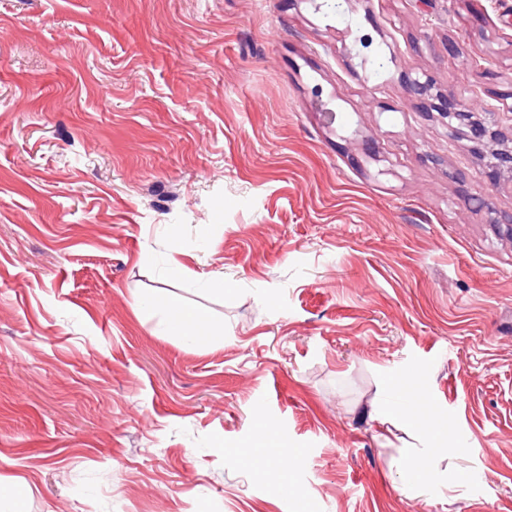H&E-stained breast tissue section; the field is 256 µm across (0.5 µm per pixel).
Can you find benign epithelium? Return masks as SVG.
<instances>
[{
  "label": "benign epithelium",
  "mask_w": 512,
  "mask_h": 512,
  "mask_svg": "<svg viewBox=\"0 0 512 512\" xmlns=\"http://www.w3.org/2000/svg\"><path fill=\"white\" fill-rule=\"evenodd\" d=\"M408 87L428 101L426 110L437 112L453 138L472 143L479 153L487 151L490 183H498L502 172L512 170V124L503 121V115H512V92L500 95L494 104L476 108L461 95L448 96L427 75L408 79Z\"/></svg>",
  "instance_id": "benign-epithelium-1"
}]
</instances>
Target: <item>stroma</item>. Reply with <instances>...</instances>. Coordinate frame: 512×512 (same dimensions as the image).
Instances as JSON below:
<instances>
[{"instance_id": "obj_1", "label": "stroma", "mask_w": 512, "mask_h": 512, "mask_svg": "<svg viewBox=\"0 0 512 512\" xmlns=\"http://www.w3.org/2000/svg\"><path fill=\"white\" fill-rule=\"evenodd\" d=\"M407 73L494 103L512 0H0L25 512H512V180L484 188ZM170 292L208 344L141 304ZM262 438L284 475L247 464ZM155 302L169 314L170 327L176 336L200 344L210 339L211 318L209 312L200 306L186 303L176 294H168Z\"/></svg>"}]
</instances>
